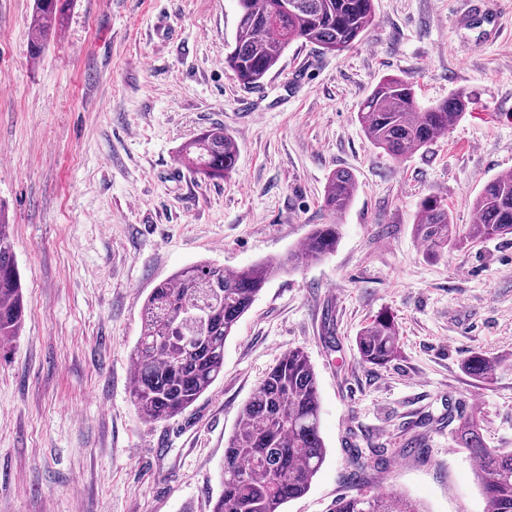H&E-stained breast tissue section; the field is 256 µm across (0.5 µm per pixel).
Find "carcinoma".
Returning a JSON list of instances; mask_svg holds the SVG:
<instances>
[{"label": "carcinoma", "mask_w": 512, "mask_h": 512, "mask_svg": "<svg viewBox=\"0 0 512 512\" xmlns=\"http://www.w3.org/2000/svg\"><path fill=\"white\" fill-rule=\"evenodd\" d=\"M239 20L234 46L224 65L245 87L259 85L278 64L288 45L310 44L321 53H341L362 43L374 26V0H237ZM67 0H35L28 23L30 52L40 55L64 21ZM462 90L421 107L411 81L384 76L361 102L358 120L369 142L403 160L445 135L467 112ZM238 160V144L222 124H214L186 142L178 162L205 180L229 177ZM357 193L346 169L333 171L324 186L322 209L327 224H315L288 263L259 262L227 270L200 262L157 284L141 309V334L133 352L131 397L151 422L170 420L190 408L219 380L224 346L269 279L285 265L319 261L336 250L339 224ZM477 222L454 223L445 199L428 195L416 211L414 226L426 255L434 260L494 238L512 237V171L489 178L472 200ZM22 284L10 239L0 217V340L18 335L24 318ZM359 362L384 367L401 355L395 317L381 311L356 336ZM498 361L472 351L461 361L474 380L490 383ZM454 442L478 462L477 482L487 512H512V449L490 448L480 416L459 420ZM386 448L370 454L352 449V465L364 472L384 463ZM326 455L320 434L316 374L305 352L288 350L253 389L224 448L222 491L211 512H282L303 496ZM333 512H427L396 494L362 490L336 500Z\"/></svg>", "instance_id": "1"}]
</instances>
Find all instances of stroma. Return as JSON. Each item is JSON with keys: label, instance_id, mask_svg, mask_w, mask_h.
Listing matches in <instances>:
<instances>
[{"label": "stroma", "instance_id": "obj_1", "mask_svg": "<svg viewBox=\"0 0 512 512\" xmlns=\"http://www.w3.org/2000/svg\"><path fill=\"white\" fill-rule=\"evenodd\" d=\"M375 25L340 54L289 45L260 87L224 66L236 0H70L39 58L34 0H0V210L10 225L25 319L0 344V512H210L224 444L253 388L300 348L316 373L324 464L284 512H333L359 489L428 512H487L475 462L453 441L479 414L512 448V239L432 261L419 200L445 198L471 224L484 182L512 171V14L505 32L456 28L461 0H374ZM175 37H153L158 20ZM385 75L420 104L473 99L447 135L402 161L376 149L357 113ZM219 123L233 173L201 181L180 147ZM358 191L336 250L270 278L224 348V373L184 413L147 422L130 394L141 307L181 268L284 261L312 225L329 174ZM394 314L401 357L362 365L355 337ZM497 358L492 384L461 368ZM424 452L395 454L400 434ZM391 449L351 479L355 448Z\"/></svg>", "mask_w": 512, "mask_h": 512}]
</instances>
